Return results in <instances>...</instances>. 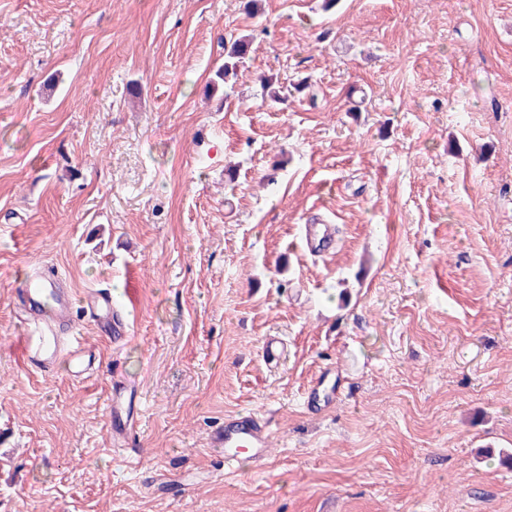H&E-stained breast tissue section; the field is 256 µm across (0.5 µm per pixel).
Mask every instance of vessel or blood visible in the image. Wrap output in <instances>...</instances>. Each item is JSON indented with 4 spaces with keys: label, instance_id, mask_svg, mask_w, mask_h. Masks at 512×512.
Instances as JSON below:
<instances>
[{
    "label": "vessel or blood",
    "instance_id": "vessel-or-blood-1",
    "mask_svg": "<svg viewBox=\"0 0 512 512\" xmlns=\"http://www.w3.org/2000/svg\"><path fill=\"white\" fill-rule=\"evenodd\" d=\"M307 242L312 249L323 252L329 250L334 242L330 225L318 224L308 227ZM17 298L27 307L31 315L27 319L28 347L27 358L31 368L48 373L54 370L58 361H67L70 368L81 370L84 353L80 345H62L56 333L58 322L70 320L73 303L67 289L39 274H32L19 281L15 289ZM53 301L54 312L51 320L39 318L45 301ZM85 310L91 318L111 315L112 298L110 294L99 291L85 293ZM109 407L112 415L113 431L132 423V400L120 391H113ZM269 425L262 417L252 413H241L225 419L223 430L215 437L224 450L226 469H237L241 458H249L255 466H262L270 454Z\"/></svg>",
    "mask_w": 512,
    "mask_h": 512
}]
</instances>
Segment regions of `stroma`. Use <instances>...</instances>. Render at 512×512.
Segmentation results:
<instances>
[{
  "instance_id": "stroma-1",
  "label": "stroma",
  "mask_w": 512,
  "mask_h": 512,
  "mask_svg": "<svg viewBox=\"0 0 512 512\" xmlns=\"http://www.w3.org/2000/svg\"><path fill=\"white\" fill-rule=\"evenodd\" d=\"M263 7L0 0V512H512V0ZM44 265L126 325L58 326L83 376L27 364ZM240 412L272 454L228 473ZM248 48L249 42L244 37L236 38L230 44L224 43V64L215 72L212 81L214 87L220 83L225 85L229 77L236 79L240 60L244 58ZM306 238L312 249L318 252L329 250L334 242L333 232L329 224L308 226ZM112 390V399L109 404L112 415V431L123 434V432L130 431L133 427L132 399L131 395L126 397L120 390L117 391L113 386ZM125 425H127V427H125ZM121 427H123V429ZM270 436L267 421L253 413L224 419V429L215 436L220 448H224V469L237 470L245 454L256 468L261 467L269 458Z\"/></svg>"
}]
</instances>
